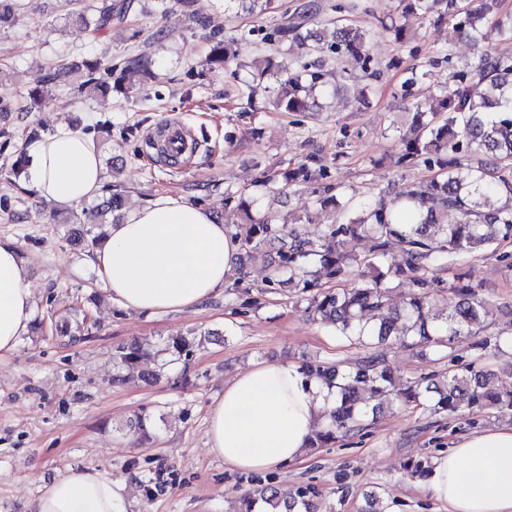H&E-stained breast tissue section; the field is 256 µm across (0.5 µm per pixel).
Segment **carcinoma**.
I'll return each instance as SVG.
<instances>
[{"label": "carcinoma", "mask_w": 512, "mask_h": 512, "mask_svg": "<svg viewBox=\"0 0 512 512\" xmlns=\"http://www.w3.org/2000/svg\"><path fill=\"white\" fill-rule=\"evenodd\" d=\"M400 6L397 16L381 23L382 31L398 42L405 35L403 19L431 14L440 19L450 14L458 17V32L476 46L491 34L512 40V19L502 18L499 0H400ZM129 8L130 0H105L93 19L81 10L74 16L84 28L99 31L123 22ZM334 9L338 16L330 23L336 26L335 41L327 46L315 45L312 52H329L338 64L350 59L368 67L372 62L371 45L379 32L360 27L351 19L356 4H339ZM302 29L301 22L283 23L264 40L273 46L290 38L305 43L312 33ZM244 40L246 35L242 34L216 43L205 64L214 69L235 60L239 55L237 45ZM85 66L90 88L107 93L109 87L95 77L102 62L88 60ZM473 71L475 84L464 86L461 82L467 76L463 73L452 74L443 85L431 86L427 71L417 67L407 71L400 91L413 111L412 134L401 139L398 162L405 166L422 163L431 175L394 192L389 202L375 206L360 203L347 223L330 226L317 241L286 233L266 213L246 211L247 222L237 233L240 246L248 258L263 249L275 251L278 261L270 279L273 284L299 280L303 287L315 288L317 284L310 276L317 264L323 277H348L349 263L337 251L336 238L363 233L371 239L372 247L362 263L376 274L354 279L346 288L322 289L310 300L312 315L333 327L336 335L366 348L393 337L436 351L450 346L457 336L469 334L479 336L473 347L482 356L512 349V331L480 335L485 301L472 282L458 275L449 284L439 276L466 255L488 248L494 241L488 229H496L503 239L512 236V57L481 50ZM271 73L278 75L274 103L283 112L314 111L317 98L328 85L326 73L313 61L295 67L275 55L266 56L255 61L252 82L240 91V99L246 101L244 109L254 108L257 82ZM424 93L438 101V109L422 110L420 95ZM472 151L487 155L477 169L448 161L450 154ZM324 176L304 163L290 172L288 182L309 184ZM125 205L122 195L113 194L101 209L86 214L85 220L94 223L102 214L118 213ZM395 241L401 244L405 260L392 268L388 266V254ZM390 275L400 277L408 286L407 297L395 312L386 310L385 279ZM443 291L448 292V313L442 317L432 312L431 299ZM397 320L404 322L405 331L395 330ZM140 357L139 347L127 346L116 351L114 360L117 367L133 373ZM303 369L339 392L329 423L316 432L311 448H322L363 430L365 421L376 416L372 402L377 399L449 414L465 407L512 411V382L498 380L489 369L468 366L461 372L450 367L442 376L424 374L399 388L377 355L347 369L322 362L305 364ZM261 501L277 512H313L310 490H282L270 484H260L243 497L238 512H255Z\"/></svg>", "instance_id": "cac0c4a2"}]
</instances>
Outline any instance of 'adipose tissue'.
I'll list each match as a JSON object with an SVG mask.
<instances>
[{
    "instance_id": "obj_1",
    "label": "adipose tissue",
    "mask_w": 512,
    "mask_h": 512,
    "mask_svg": "<svg viewBox=\"0 0 512 512\" xmlns=\"http://www.w3.org/2000/svg\"><path fill=\"white\" fill-rule=\"evenodd\" d=\"M24 150L28 185L46 205L76 207L100 193V155L82 131L62 127ZM238 253V241L206 208L159 194L109 226L94 263L114 301L156 315L199 306L222 292ZM34 312L20 251L0 241V357L28 335ZM335 400L296 365H254L225 383L211 405L210 449L226 467L247 473L299 461ZM423 490L448 512H512V426L461 438L435 460ZM37 512H126L123 488L105 472L75 468L45 484Z\"/></svg>"
}]
</instances>
